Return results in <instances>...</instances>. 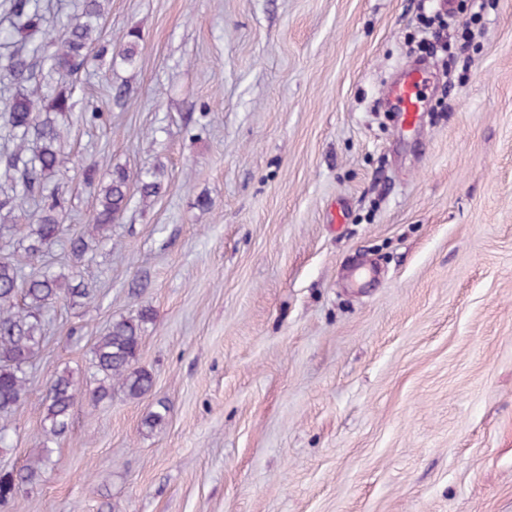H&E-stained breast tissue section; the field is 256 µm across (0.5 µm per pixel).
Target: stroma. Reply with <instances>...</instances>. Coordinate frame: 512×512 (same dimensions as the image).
<instances>
[{
    "label": "stroma",
    "mask_w": 512,
    "mask_h": 512,
    "mask_svg": "<svg viewBox=\"0 0 512 512\" xmlns=\"http://www.w3.org/2000/svg\"><path fill=\"white\" fill-rule=\"evenodd\" d=\"M423 2L104 0L138 56L73 81L63 236L26 260L29 199L0 238L95 298L46 314L0 472L41 453L46 383L92 385L95 336L143 305L154 384L82 398L0 512H512V0H452L473 38L408 133L383 105ZM94 160L166 188L78 261Z\"/></svg>",
    "instance_id": "stroma-1"
}]
</instances>
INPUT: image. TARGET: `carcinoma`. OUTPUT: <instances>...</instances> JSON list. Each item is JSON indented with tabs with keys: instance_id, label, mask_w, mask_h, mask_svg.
I'll return each mask as SVG.
<instances>
[{
	"instance_id": "obj_1",
	"label": "carcinoma",
	"mask_w": 512,
	"mask_h": 512,
	"mask_svg": "<svg viewBox=\"0 0 512 512\" xmlns=\"http://www.w3.org/2000/svg\"><path fill=\"white\" fill-rule=\"evenodd\" d=\"M0 8L9 17L12 31L0 30V45L7 51L3 69L20 83V88L0 114V125L13 149L0 158V178L11 194L0 198V237L10 232L16 221L15 203L28 197L40 198L38 222L29 225L28 244L24 247L30 260L38 259L62 233V213L56 190L48 182L68 171V159L61 154L60 141L68 117L74 112L71 89L61 84L47 93L37 74L46 63L56 73L73 78L92 63L94 48L104 54L101 43V0H83L82 10L54 36L40 0H0ZM100 163L82 168L89 186L96 187L97 207L92 216L93 231L102 234L118 222L131 200V178L123 168L109 173V180L95 186ZM164 169L159 167L138 176L140 197L148 200L164 189ZM74 303L92 299L83 286L81 273L46 269L27 277L8 258L0 259V416L11 414L29 393L27 368L40 351L47 310L62 299ZM151 319V309L143 306L137 315L112 321L97 337L92 348V367L96 386L88 391L92 402L112 397L117 388L127 397L138 399L151 391L152 374L136 368L144 324ZM83 395L72 374L62 372L49 382L42 402L44 443H52L69 429L72 409ZM50 449L18 470L0 474V500L9 501L21 487L37 484L49 461Z\"/></svg>"
}]
</instances>
